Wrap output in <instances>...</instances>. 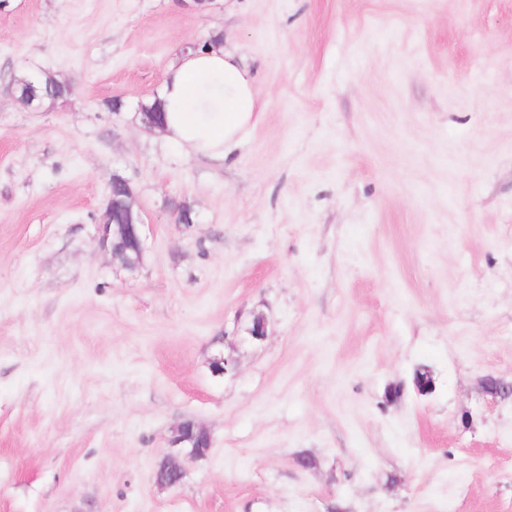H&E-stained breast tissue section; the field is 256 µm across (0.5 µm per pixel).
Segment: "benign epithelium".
<instances>
[{
    "mask_svg": "<svg viewBox=\"0 0 512 512\" xmlns=\"http://www.w3.org/2000/svg\"><path fill=\"white\" fill-rule=\"evenodd\" d=\"M145 222L140 208L136 205L135 194L129 180L121 174L112 178V223L97 224V236L102 248L112 254V260L127 268L140 264L144 253ZM247 339L263 341L268 336V320L263 314L253 316L245 328ZM237 361L232 356L220 354L211 362L212 372L223 376L236 369ZM172 445L182 449L188 459L201 458L212 447L209 432L192 420L184 421L177 428ZM160 470L169 475V480H157V484L168 487L179 482L185 469L175 458L162 461Z\"/></svg>",
    "mask_w": 512,
    "mask_h": 512,
    "instance_id": "obj_1",
    "label": "benign epithelium"
}]
</instances>
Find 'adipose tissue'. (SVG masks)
I'll return each instance as SVG.
<instances>
[{
	"label": "adipose tissue",
	"instance_id": "adipose-tissue-1",
	"mask_svg": "<svg viewBox=\"0 0 512 512\" xmlns=\"http://www.w3.org/2000/svg\"><path fill=\"white\" fill-rule=\"evenodd\" d=\"M159 96L164 139L187 155L221 161L254 118L257 80L233 49H190L170 63Z\"/></svg>",
	"mask_w": 512,
	"mask_h": 512
}]
</instances>
